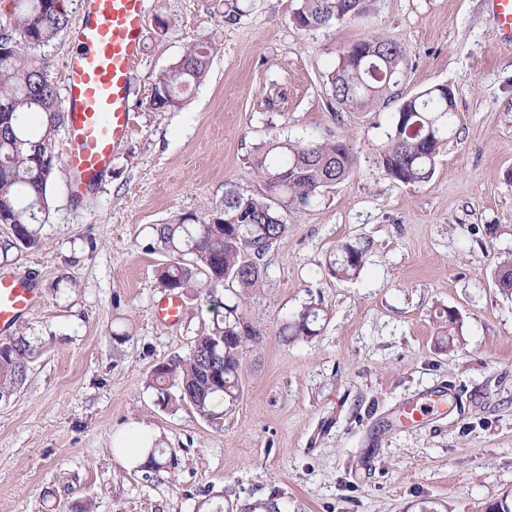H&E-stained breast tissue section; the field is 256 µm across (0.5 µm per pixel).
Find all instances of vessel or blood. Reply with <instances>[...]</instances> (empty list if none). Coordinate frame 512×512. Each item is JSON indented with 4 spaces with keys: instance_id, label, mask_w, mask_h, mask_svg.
<instances>
[{
    "instance_id": "b4317fda",
    "label": "vessel or blood",
    "mask_w": 512,
    "mask_h": 512,
    "mask_svg": "<svg viewBox=\"0 0 512 512\" xmlns=\"http://www.w3.org/2000/svg\"><path fill=\"white\" fill-rule=\"evenodd\" d=\"M496 26L512 41V0H490ZM146 0H83L73 32L76 50L64 65L67 146L62 165L73 198L82 197L129 136V74L142 56ZM39 301L23 275H0V333Z\"/></svg>"
}]
</instances>
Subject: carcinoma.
I'll list each match as a JSON object with an SVG mask.
<instances>
[{
	"label": "carcinoma",
	"instance_id": "carcinoma-1",
	"mask_svg": "<svg viewBox=\"0 0 512 512\" xmlns=\"http://www.w3.org/2000/svg\"><path fill=\"white\" fill-rule=\"evenodd\" d=\"M11 31L0 33V224L13 228L12 246L36 249L39 225L50 214L49 187L59 169L55 139L65 110L49 79L50 60L38 48L69 26L57 0H16ZM369 10L366 0H294L292 24L304 31L342 22ZM215 46L200 37L157 76L148 107L167 111L180 106L184 91L207 77ZM404 73L402 48L382 36H370L347 48L326 74L330 103L361 111L382 98ZM451 134L448 100L439 87L401 99L390 115L387 143L379 158L384 175L402 184L427 181ZM249 164L261 191L247 193L225 185L222 204L204 215L180 213L153 227L148 248L166 261L157 280L176 296L206 306L210 324L194 340L188 355L153 369L149 386L164 404L177 401L204 416L240 396L239 367L254 334L239 308L240 296L263 286L264 258L288 234V217L317 204L323 193L349 174L353 159L346 146L328 138H274L258 144ZM363 250L349 244L329 262L336 277L358 274ZM495 282L512 297V259L499 263ZM322 309L309 305L281 327V334L308 338L317 334ZM36 347L21 334L0 340V402L24 386Z\"/></svg>",
	"mask_w": 512,
	"mask_h": 512
}]
</instances>
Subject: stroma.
<instances>
[{"label": "stroma", "mask_w": 512, "mask_h": 512, "mask_svg": "<svg viewBox=\"0 0 512 512\" xmlns=\"http://www.w3.org/2000/svg\"><path fill=\"white\" fill-rule=\"evenodd\" d=\"M147 7L131 133L111 168L78 202L57 172L41 246L0 251V274L40 295L12 328L37 354L0 403V512H485L512 498V299L493 275L512 254V45L487 0H374L312 31L291 23L292 0H242L233 22L218 0ZM371 35L404 50L400 96L454 92L453 134L426 182L378 166L394 104L329 105L325 73ZM197 37L217 44L207 80L178 108L148 109L160 71ZM276 90L286 113L265 103ZM287 135L345 143L352 170L290 216L263 287L241 298L256 336L238 400L216 418L163 405L153 368L186 356L209 317L186 298L177 324L156 320L152 227L221 203L226 183L259 191L247 159ZM343 244L364 251L349 279L328 270ZM311 304L325 311L319 333L282 336ZM448 310L450 345L438 340ZM429 394L445 413L403 425L404 404ZM136 423L157 430L165 470L115 457L113 436Z\"/></svg>", "instance_id": "obj_1"}]
</instances>
